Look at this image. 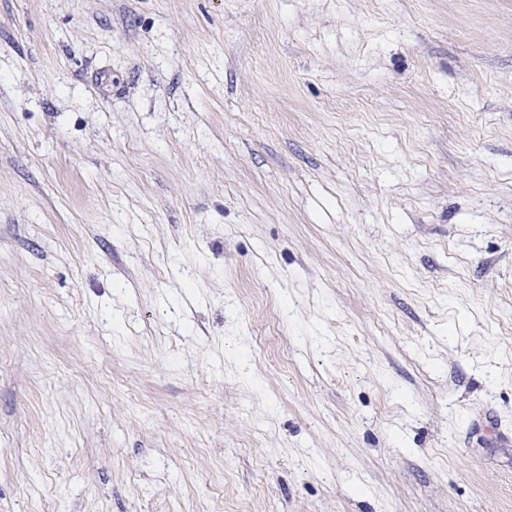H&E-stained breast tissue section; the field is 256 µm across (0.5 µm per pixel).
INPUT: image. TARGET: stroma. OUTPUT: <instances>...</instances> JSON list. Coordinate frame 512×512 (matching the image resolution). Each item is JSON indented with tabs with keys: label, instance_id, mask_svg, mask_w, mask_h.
<instances>
[{
	"label": "stroma",
	"instance_id": "1",
	"mask_svg": "<svg viewBox=\"0 0 512 512\" xmlns=\"http://www.w3.org/2000/svg\"><path fill=\"white\" fill-rule=\"evenodd\" d=\"M0 512H512V0H0Z\"/></svg>",
	"mask_w": 512,
	"mask_h": 512
}]
</instances>
